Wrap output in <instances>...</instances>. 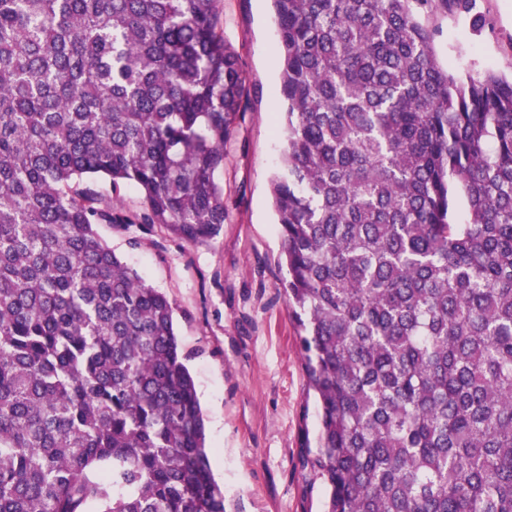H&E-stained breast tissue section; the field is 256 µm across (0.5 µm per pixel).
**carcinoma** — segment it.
Listing matches in <instances>:
<instances>
[{
  "label": "carcinoma",
  "instance_id": "cac0c4a2",
  "mask_svg": "<svg viewBox=\"0 0 512 512\" xmlns=\"http://www.w3.org/2000/svg\"><path fill=\"white\" fill-rule=\"evenodd\" d=\"M273 2L303 468L327 512H512V75L425 22L477 0ZM219 5L0 0V512H226L174 308L97 230L224 224Z\"/></svg>",
  "mask_w": 512,
  "mask_h": 512
}]
</instances>
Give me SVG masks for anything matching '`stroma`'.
<instances>
[{"label": "stroma", "instance_id": "stroma-1", "mask_svg": "<svg viewBox=\"0 0 512 512\" xmlns=\"http://www.w3.org/2000/svg\"><path fill=\"white\" fill-rule=\"evenodd\" d=\"M485 19L434 17L435 49L460 73L512 64V0H479ZM225 39L236 49L248 94L224 145L225 220L195 244L157 228L131 243L130 233L102 224V239L175 309L205 420L212 474L227 512H325L322 483L301 465L315 437L318 408L299 336L280 286L281 257L270 179L282 165L275 128L280 54L271 0H221Z\"/></svg>", "mask_w": 512, "mask_h": 512}]
</instances>
